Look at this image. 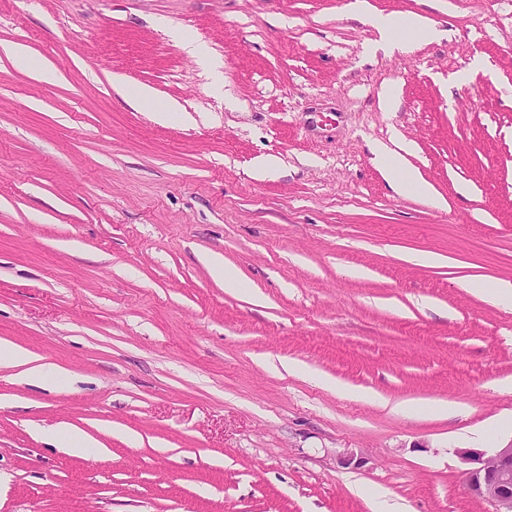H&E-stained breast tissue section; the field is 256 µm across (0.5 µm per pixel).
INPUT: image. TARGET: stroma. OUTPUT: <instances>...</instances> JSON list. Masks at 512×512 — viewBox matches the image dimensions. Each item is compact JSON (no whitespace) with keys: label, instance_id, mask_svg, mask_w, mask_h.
Listing matches in <instances>:
<instances>
[{"label":"stroma","instance_id":"1","mask_svg":"<svg viewBox=\"0 0 512 512\" xmlns=\"http://www.w3.org/2000/svg\"><path fill=\"white\" fill-rule=\"evenodd\" d=\"M367 2L442 35L390 50L351 0H0V341L66 375L0 366V512H493L466 453L512 442V307L465 282H512V0ZM402 141L431 196L372 151ZM57 447L66 454L78 457L99 455L103 448H99L88 435L70 427L58 428L55 431Z\"/></svg>","mask_w":512,"mask_h":512}]
</instances>
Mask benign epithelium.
Returning a JSON list of instances; mask_svg holds the SVG:
<instances>
[{
  "mask_svg": "<svg viewBox=\"0 0 512 512\" xmlns=\"http://www.w3.org/2000/svg\"><path fill=\"white\" fill-rule=\"evenodd\" d=\"M466 458L474 464L467 472L470 491L490 502L495 512H512V443L489 457L471 450Z\"/></svg>",
  "mask_w": 512,
  "mask_h": 512,
  "instance_id": "1",
  "label": "benign epithelium"
}]
</instances>
